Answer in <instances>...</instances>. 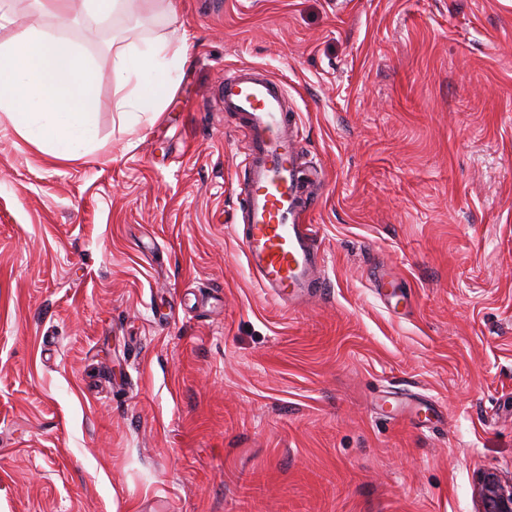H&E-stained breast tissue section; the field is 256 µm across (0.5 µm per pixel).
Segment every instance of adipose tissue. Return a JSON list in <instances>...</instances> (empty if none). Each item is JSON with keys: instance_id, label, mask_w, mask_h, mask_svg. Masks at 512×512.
I'll use <instances>...</instances> for the list:
<instances>
[{"instance_id": "obj_1", "label": "adipose tissue", "mask_w": 512, "mask_h": 512, "mask_svg": "<svg viewBox=\"0 0 512 512\" xmlns=\"http://www.w3.org/2000/svg\"><path fill=\"white\" fill-rule=\"evenodd\" d=\"M188 37L177 32L142 50H122L112 74L124 94L119 112L157 118L188 63ZM95 81L75 45L30 27L0 45V121L12 124L38 150L79 158L94 141Z\"/></svg>"}]
</instances>
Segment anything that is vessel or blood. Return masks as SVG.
Listing matches in <instances>:
<instances>
[{
	"mask_svg": "<svg viewBox=\"0 0 512 512\" xmlns=\"http://www.w3.org/2000/svg\"><path fill=\"white\" fill-rule=\"evenodd\" d=\"M221 97L224 111L240 117V240L257 286L285 306L323 294V258L298 163L299 116L286 84L263 68L242 66L225 77Z\"/></svg>",
	"mask_w": 512,
	"mask_h": 512,
	"instance_id": "b4317fda",
	"label": "vessel or blood"
}]
</instances>
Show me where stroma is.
Segmentation results:
<instances>
[{"label":"stroma","instance_id":"obj_1","mask_svg":"<svg viewBox=\"0 0 512 512\" xmlns=\"http://www.w3.org/2000/svg\"><path fill=\"white\" fill-rule=\"evenodd\" d=\"M172 0L35 19L97 76L63 160L0 123V512H475L512 474V0ZM154 122L115 50L172 29ZM287 83L326 294L248 269L224 74ZM397 286L385 298L378 276ZM188 37L172 36L144 50L117 52L112 74L120 89L131 88L118 101L117 108L137 122L142 115L156 119L166 96L176 87L188 64ZM149 113V114H148ZM477 512H512V476L497 470L479 471L474 481Z\"/></svg>","mask_w":512,"mask_h":512}]
</instances>
